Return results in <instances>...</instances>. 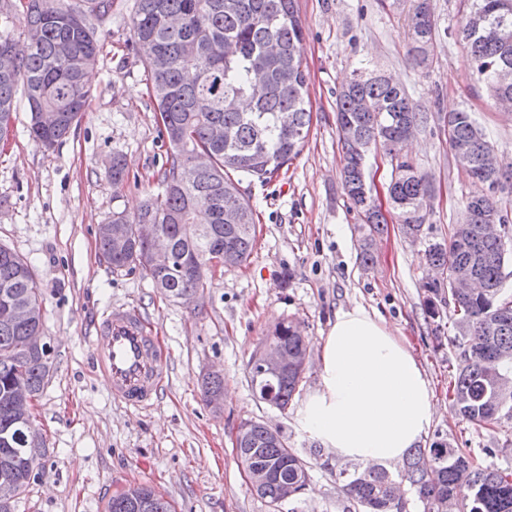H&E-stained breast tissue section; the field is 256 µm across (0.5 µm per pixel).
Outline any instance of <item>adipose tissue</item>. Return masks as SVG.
<instances>
[{
  "label": "adipose tissue",
  "mask_w": 512,
  "mask_h": 512,
  "mask_svg": "<svg viewBox=\"0 0 512 512\" xmlns=\"http://www.w3.org/2000/svg\"><path fill=\"white\" fill-rule=\"evenodd\" d=\"M319 383L300 423L338 458L400 465L426 436L434 403L408 342L367 309L337 313L318 347Z\"/></svg>",
  "instance_id": "adipose-tissue-1"
}]
</instances>
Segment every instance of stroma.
Returning a JSON list of instances; mask_svg holds the SVG:
<instances>
[{
  "label": "stroma",
  "instance_id": "1",
  "mask_svg": "<svg viewBox=\"0 0 512 512\" xmlns=\"http://www.w3.org/2000/svg\"><path fill=\"white\" fill-rule=\"evenodd\" d=\"M133 4L115 0L94 23L102 51L88 75V107L70 133L44 148L30 137L22 108L12 137L0 144V246L31 265L52 348L50 374L32 407L47 453L15 512H106L109 499L134 484L154 487L176 512H350L336 478L338 458L300 424L302 402L319 380L317 353L283 412L254 396L248 362L279 321L297 322L315 348L336 314L355 305L398 328L429 378L435 414L422 447L449 440L476 454L490 448L492 464L512 469V410L502 409L490 429L455 416L448 401L458 354L452 319L443 315L444 338L435 342L436 324L423 309L425 243L449 238L473 189L448 145L444 116L470 112L512 177V113L499 110L474 80L470 54L455 35L463 0H434L441 37L426 67L408 55L410 0H297L309 135L271 181L241 178L254 210L253 250L242 266L208 273L204 292L188 302L166 298L140 273L112 271L98 253L99 225L113 213L139 210L156 189L168 149L135 48ZM357 68L391 77L427 113L404 153L435 188L422 241L410 242L389 224L367 267L361 220L341 184L336 125V94ZM117 154L129 171L120 187L112 184ZM128 306L154 326L168 363L159 398L143 409L114 399L92 372L96 321L108 308ZM214 371L224 376L216 408L201 387ZM250 419L279 430L302 458L319 449L298 497L274 506L249 487L233 438Z\"/></svg>",
  "mask_w": 512,
  "mask_h": 512
}]
</instances>
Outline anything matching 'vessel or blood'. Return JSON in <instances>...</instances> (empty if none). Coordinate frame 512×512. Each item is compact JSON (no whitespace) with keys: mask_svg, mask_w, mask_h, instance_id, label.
<instances>
[{"mask_svg":"<svg viewBox=\"0 0 512 512\" xmlns=\"http://www.w3.org/2000/svg\"><path fill=\"white\" fill-rule=\"evenodd\" d=\"M100 348L93 353L96 369L112 395L128 407L141 409L155 401L167 363L148 321L135 308L106 312L97 329Z\"/></svg>","mask_w":512,"mask_h":512,"instance_id":"obj_1","label":"vessel or blood"}]
</instances>
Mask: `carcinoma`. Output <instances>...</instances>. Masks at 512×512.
Here are the masks:
<instances>
[{"label":"carcinoma","mask_w":512,"mask_h":512,"mask_svg":"<svg viewBox=\"0 0 512 512\" xmlns=\"http://www.w3.org/2000/svg\"><path fill=\"white\" fill-rule=\"evenodd\" d=\"M112 0H28L22 10L27 28L39 32L26 56L18 57L9 36L0 35V140L11 132L17 109L16 94L23 88L28 112H50L57 124L30 122V136L42 146L62 140L86 110L91 90L87 71L97 63L99 44L88 17H102ZM410 53L421 64L425 47L438 36L432 0H412L408 17ZM132 29L136 41H151L164 52L166 63L155 68L144 61L158 112L167 118L162 134L169 145L166 167L159 178L161 192L149 197L132 218L112 214L111 223L126 221V237L116 240L102 224L98 249L112 271H139L169 298L197 294L206 287L199 265L223 254L224 267L241 265L251 254L255 234L252 206L231 174L265 181L278 174L300 151L308 134V81L303 68V28L297 0H135ZM473 61V70L493 101L512 97V82L500 80L499 70L512 69V0H471L457 31ZM240 51L224 56V41ZM269 39L279 41L283 55L266 57ZM267 78L265 93L253 96L256 75ZM211 99L200 112L199 97ZM427 116L412 103L403 86L383 74L353 71L336 97L337 130L346 164L341 173L344 193L366 226V240L381 233L387 220L365 198L360 169L365 158L355 146L371 143L387 157L402 150L412 124ZM450 148L466 145L473 164L468 169L476 190L463 201L464 221L472 229L466 240L452 233L450 242L426 246L428 265L453 277L467 270L481 287L459 295H445L444 282L422 284L428 318L441 317V306L453 311L461 342L448 393L456 416L477 427L497 421L512 401V390L494 393L498 380L509 382L512 365V296L503 291L506 250L502 240L482 233V216L499 213L497 193L507 181L498 173L489 179L481 166L487 140L470 114L450 113ZM207 150L212 166L190 170V155ZM389 198L403 235L422 234L432 198L429 176L403 159L392 171ZM239 212L236 224L224 223V209ZM154 224L172 248L165 271L146 261L147 244L139 225ZM44 335L41 288L29 264L0 246V512H13L12 502L32 482L30 469L41 467V439L32 419L33 399L43 389L51 368L50 353L33 342ZM265 341L281 346L288 370L263 374L249 361L251 389L261 401L280 411L288 405L302 380L309 347L291 320L276 325ZM224 390V377L209 373L203 379L205 398ZM237 459L244 469L268 467L272 479L256 494L273 506L285 491L297 496L309 480V462L298 456L277 430L260 421L241 423ZM347 493L361 512H405L395 502L391 485H407L422 512H512V471L488 466L469 448L447 440L429 448H412L404 470L391 474L380 464L366 468L352 463L338 470ZM107 512H171V505L154 488L134 485L113 496Z\"/></svg>","instance_id":"carcinoma-1"}]
</instances>
